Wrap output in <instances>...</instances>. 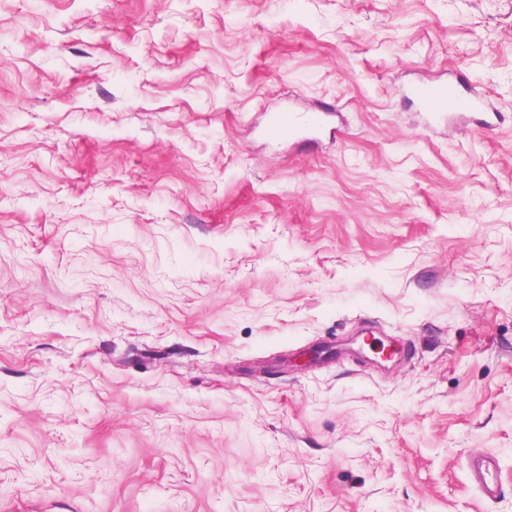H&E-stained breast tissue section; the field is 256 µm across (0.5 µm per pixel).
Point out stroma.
Returning <instances> with one entry per match:
<instances>
[{"instance_id":"obj_1","label":"stroma","mask_w":512,"mask_h":512,"mask_svg":"<svg viewBox=\"0 0 512 512\" xmlns=\"http://www.w3.org/2000/svg\"><path fill=\"white\" fill-rule=\"evenodd\" d=\"M0 512H512V0H0ZM417 95L427 106L432 117L444 112H482L485 118L482 127L493 129L498 122L497 112H488L483 99L472 94L468 85L458 82L455 86L448 84H427L417 89ZM327 111H318V112H309L304 113L301 118L295 117L293 115H281L275 121L276 129L282 134H287L291 136L299 124H303L306 127L317 130L321 129L325 123V117L327 115ZM466 461L474 482L481 486L486 494L492 495L493 488L489 485V481L495 468L494 462L474 453L469 454Z\"/></svg>"}]
</instances>
